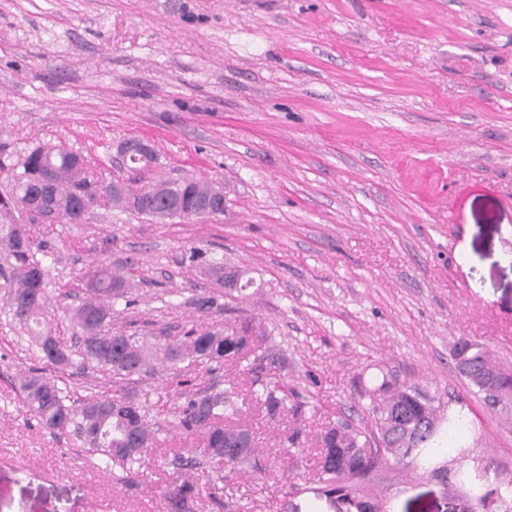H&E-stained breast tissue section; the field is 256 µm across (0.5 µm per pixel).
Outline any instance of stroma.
<instances>
[{"label":"stroma","instance_id":"35a3bbf8","mask_svg":"<svg viewBox=\"0 0 512 512\" xmlns=\"http://www.w3.org/2000/svg\"><path fill=\"white\" fill-rule=\"evenodd\" d=\"M130 138L151 141L152 166L122 165ZM50 146L85 156L101 190L184 177L224 190L208 221L106 204L81 224L31 225L56 336L77 342L69 310L106 261L132 284L113 331L240 318L269 340L215 373L185 362L126 381L160 396L126 484L23 406L19 377L44 362L0 285V512H170L175 477L199 490L191 512H345L318 439L366 428L359 394L385 376L466 426L453 448L381 461L382 512H472L492 490L512 503V407H490L451 357L465 336L512 365V0H0V193ZM195 249L254 287L217 285ZM200 289L209 311L190 302ZM257 376L284 379L302 417L270 422L245 402L255 465L182 468L203 446L174 425L185 393ZM59 378L76 399L114 389L76 364Z\"/></svg>","mask_w":512,"mask_h":512}]
</instances>
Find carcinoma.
<instances>
[{
  "mask_svg": "<svg viewBox=\"0 0 512 512\" xmlns=\"http://www.w3.org/2000/svg\"><path fill=\"white\" fill-rule=\"evenodd\" d=\"M47 172L53 182L50 197L39 181ZM93 181L94 172L80 154L55 146L37 148L25 157L22 171L14 175L11 191L0 195V251L12 259L8 313L23 325L43 358L55 367L66 368L78 356L82 363L106 372L118 384L133 376L156 374L160 368L173 370L187 360L206 362L217 370L257 352L259 335L249 321L206 325L174 337L108 333L106 326L111 322L114 304L121 298L127 305L132 301L127 299V280L103 263L86 274L89 298L72 311L81 332V347L73 350L52 336L46 325V281L37 277L46 266L36 258L33 239L15 213L32 223L36 215L48 210L67 224H81L89 208L79 203L76 190L92 186ZM209 193V182L186 177L145 187L147 201L140 206L126 202L128 191L120 185L111 199L112 204L140 216L191 219L197 217L200 202ZM458 342L468 350L473 363V371L464 375L468 383L484 394L486 383L492 380L505 397L512 399V368L501 365L488 348L470 339L461 337ZM20 391L39 425L53 431L63 430L64 422L75 427L86 452L107 461H122L129 474L144 455L139 442L153 444L149 417L155 403L148 392L138 394L118 388L70 404L58 380L39 368L23 376ZM249 392L250 400L270 421L290 410L299 412V407L288 406L294 391L280 379H256ZM362 397L368 400L365 409L371 417L370 432L350 427L326 431L320 439V456L334 450L342 467L323 462L320 469L326 476L328 494L359 499L365 506L363 512H379L378 501L358 485L346 482V475L356 473L359 482H367L375 476L383 455L401 462L419 448H449L462 431V424L441 430L439 407L412 384L385 379L366 389ZM244 400L241 386L233 381L222 389L214 385L188 395L178 409L177 427L187 435H202L207 461L249 465L255 459L253 432L245 425H228L239 415ZM177 488L179 495H168V501L173 512H183L197 490L186 480Z\"/></svg>",
  "mask_w": 512,
  "mask_h": 512,
  "instance_id": "carcinoma-1",
  "label": "carcinoma"
}]
</instances>
